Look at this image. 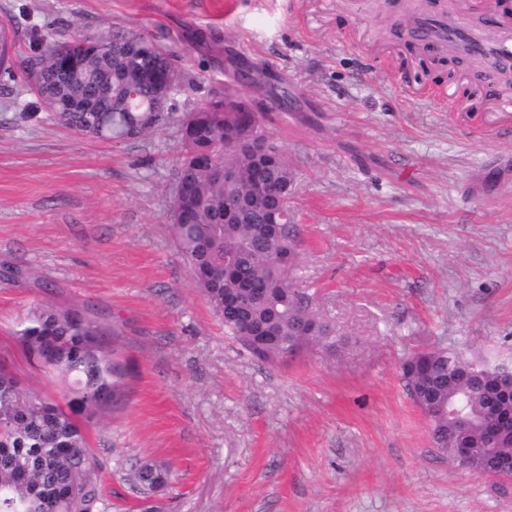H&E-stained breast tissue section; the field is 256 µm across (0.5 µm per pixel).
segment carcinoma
<instances>
[{
    "label": "carcinoma",
    "mask_w": 512,
    "mask_h": 512,
    "mask_svg": "<svg viewBox=\"0 0 512 512\" xmlns=\"http://www.w3.org/2000/svg\"><path fill=\"white\" fill-rule=\"evenodd\" d=\"M87 43L79 67L48 57L36 90L41 107L67 128L103 140L145 135L164 120L146 117L153 90L140 72L167 68L174 46L159 43L148 32L113 23L79 34ZM241 90L226 88L212 95L181 124L182 151L175 172L170 204L171 235L187 262L190 276L212 310L224 322V332L253 350L255 335L267 337L259 358L284 360L313 349L336 350L339 340L319 316L312 298L292 289V272L300 258V240L288 199L296 172L286 156L265 173L266 190L255 195L256 156L232 142L240 137V113L224 108V97ZM87 100L90 111L73 108ZM237 172L224 181V169ZM190 189H178L181 182ZM253 202L238 224L224 223V208L239 200ZM279 223H267L270 210ZM240 262L242 274L254 283L245 291L224 277V264ZM242 300L246 315L224 308V299ZM117 335L73 310L41 308L33 312L19 340L29 359L60 377L69 388L75 410H102L117 404L123 373L112 361L106 336ZM508 368L434 348L409 356L402 364L409 394L430 426L434 446L457 467L473 475L498 460L495 475L512 478V445L486 438L492 424L487 413L491 395L472 386L481 377L495 381ZM462 405L469 418L465 429L448 417V407ZM463 440L473 448L466 462L456 458ZM130 480L143 494L168 484L166 470L144 462L132 469ZM103 490L97 464L81 426L53 399L20 388L15 376L0 365V512H102Z\"/></svg>",
    "instance_id": "cac0c4a2"
}]
</instances>
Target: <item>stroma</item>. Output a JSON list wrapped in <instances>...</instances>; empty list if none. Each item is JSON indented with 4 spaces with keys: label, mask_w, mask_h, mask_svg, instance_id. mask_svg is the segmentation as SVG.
Segmentation results:
<instances>
[{
    "label": "stroma",
    "mask_w": 512,
    "mask_h": 512,
    "mask_svg": "<svg viewBox=\"0 0 512 512\" xmlns=\"http://www.w3.org/2000/svg\"><path fill=\"white\" fill-rule=\"evenodd\" d=\"M368 0H0L33 37L110 23L177 45L176 109L146 136L93 139L0 76V363L67 405L19 341L32 309L116 327L118 407L77 414L104 512H512V479L433 448L402 376L437 347L512 364V114L452 111L461 86L399 48ZM254 68L262 129L297 172L296 278L334 353L257 360L224 334L169 230L185 113ZM168 470L146 496L128 474Z\"/></svg>",
    "instance_id": "stroma-1"
}]
</instances>
